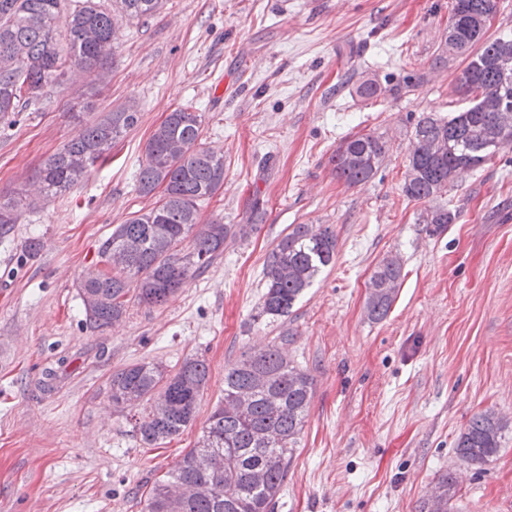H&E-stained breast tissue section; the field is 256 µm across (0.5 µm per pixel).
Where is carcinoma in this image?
Listing matches in <instances>:
<instances>
[{
	"label": "carcinoma",
	"mask_w": 512,
	"mask_h": 512,
	"mask_svg": "<svg viewBox=\"0 0 512 512\" xmlns=\"http://www.w3.org/2000/svg\"><path fill=\"white\" fill-rule=\"evenodd\" d=\"M65 0H0V120L15 116L42 90L65 75L97 68L116 40L117 17L146 22L161 13L165 0H115L118 13L97 0L64 12ZM459 19L448 22L442 53L435 65L459 57L453 92L468 106L450 118L421 115L402 185L405 196L430 202L455 187L461 173L497 156L484 137L488 128L505 125L512 138V72L496 65L512 53V35H490L498 0H457ZM364 99L380 96L372 79L354 87ZM138 122L133 104L104 120L85 125L81 134L49 156L39 168L40 194L49 199L76 186L89 169L112 150V144ZM202 115L187 104L175 108L145 145L137 191L152 196L154 206L112 228L99 248L105 268L78 283L87 322L104 329L126 314L127 304L158 305L191 276L224 252L233 226L220 219L200 221L201 205L224 185V154L200 145ZM387 151L379 136L346 137L332 157L336 177L350 185L370 180ZM21 202H0V225L15 224ZM432 232L455 223L457 213L435 206ZM191 239L189 251L177 250ZM336 258V235L328 227L291 224L263 264L265 291L257 317L273 323L291 313L300 295ZM402 266L386 258L371 275L367 316L381 321L399 291ZM293 341L284 331L278 340L250 351L224 370V401L212 412L196 445L147 493L145 512H275L288 479L296 444L307 421L314 378L294 365L283 351ZM208 382V366L189 357L168 368L138 362L112 374V404L139 406L133 430L155 446L178 436L196 418ZM169 404L155 414L156 400ZM507 423L493 410L476 414L456 443L464 461L482 464L499 453ZM198 485L206 492L176 499L172 491ZM451 474L438 479L436 500L422 502L420 512H448L454 496Z\"/></svg>",
	"instance_id": "carcinoma-1"
}]
</instances>
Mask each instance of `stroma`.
<instances>
[{
  "mask_svg": "<svg viewBox=\"0 0 512 512\" xmlns=\"http://www.w3.org/2000/svg\"><path fill=\"white\" fill-rule=\"evenodd\" d=\"M451 0H168L124 23L97 72L66 75L0 122V197L21 198L41 163L84 124L136 104L139 120L69 193L22 208L0 234V512H143L154 481L197 442L224 397V370L282 329L314 395L277 512H419L442 475L450 512H512V150L465 173L441 202L454 224L430 234L428 205L401 191L418 117L463 102L460 62L435 66ZM375 79L381 96L353 91ZM203 115L201 143L222 148L224 185L200 215L265 219L165 304L130 303L86 324L81 274L132 212L150 208L136 176L153 131L176 107ZM387 143L375 176L351 186L331 157L351 134ZM330 227L336 261L285 324L258 319L262 268L288 225ZM402 264L381 321L369 281ZM205 359L194 422L145 447L132 410L113 406V372L143 360ZM509 422L499 453L473 466L455 452L474 414Z\"/></svg>",
  "mask_w": 512,
  "mask_h": 512,
  "instance_id": "35a3bbf8",
  "label": "stroma"
}]
</instances>
